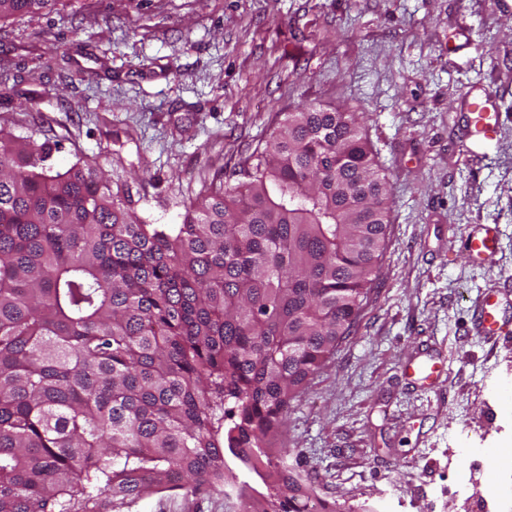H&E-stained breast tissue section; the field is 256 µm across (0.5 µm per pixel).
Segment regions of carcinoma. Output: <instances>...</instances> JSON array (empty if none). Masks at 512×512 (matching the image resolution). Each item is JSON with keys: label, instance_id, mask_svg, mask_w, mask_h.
<instances>
[{"label": "carcinoma", "instance_id": "cac0c4a2", "mask_svg": "<svg viewBox=\"0 0 512 512\" xmlns=\"http://www.w3.org/2000/svg\"><path fill=\"white\" fill-rule=\"evenodd\" d=\"M57 2L0 0V21ZM51 152L0 130V512L226 487L246 512H335L271 445L384 249L387 185L354 115L287 113L180 224L146 223L131 183Z\"/></svg>", "mask_w": 512, "mask_h": 512}]
</instances>
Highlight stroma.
<instances>
[{"instance_id":"stroma-1","label":"stroma","mask_w":512,"mask_h":512,"mask_svg":"<svg viewBox=\"0 0 512 512\" xmlns=\"http://www.w3.org/2000/svg\"><path fill=\"white\" fill-rule=\"evenodd\" d=\"M501 112L492 146L467 96ZM305 102L354 113L387 175L388 230L352 335L294 400L288 463L338 512H512V0H61L0 23V127L139 188L148 223L184 205ZM496 226L497 251L463 246ZM437 362L436 389L409 374ZM213 491L123 512H243ZM471 333L480 336H509L511 324L504 316L501 300L496 294H486L476 311Z\"/></svg>"}]
</instances>
